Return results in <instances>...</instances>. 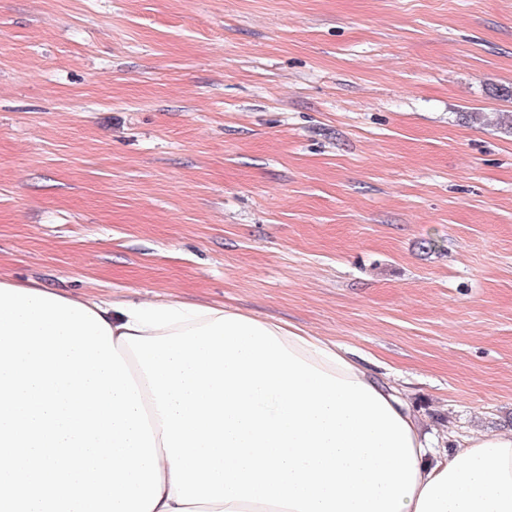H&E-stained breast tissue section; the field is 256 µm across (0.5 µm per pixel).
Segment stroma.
Masks as SVG:
<instances>
[{
  "mask_svg": "<svg viewBox=\"0 0 512 512\" xmlns=\"http://www.w3.org/2000/svg\"><path fill=\"white\" fill-rule=\"evenodd\" d=\"M512 0H0V279L224 305L512 428Z\"/></svg>",
  "mask_w": 512,
  "mask_h": 512,
  "instance_id": "stroma-1",
  "label": "stroma"
}]
</instances>
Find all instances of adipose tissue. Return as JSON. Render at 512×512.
I'll list each match as a JSON object with an SVG mask.
<instances>
[{"label":"adipose tissue","instance_id":"obj_1","mask_svg":"<svg viewBox=\"0 0 512 512\" xmlns=\"http://www.w3.org/2000/svg\"><path fill=\"white\" fill-rule=\"evenodd\" d=\"M82 303L148 414L153 512H512V431L433 450L395 388L336 343L221 306Z\"/></svg>","mask_w":512,"mask_h":512}]
</instances>
